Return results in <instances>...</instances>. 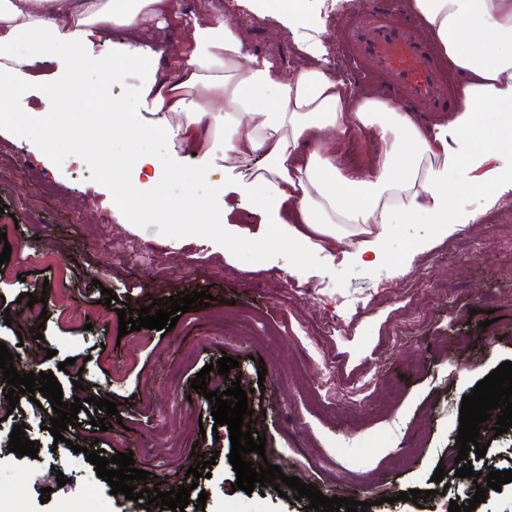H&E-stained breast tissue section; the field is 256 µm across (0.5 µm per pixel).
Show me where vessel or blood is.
<instances>
[{
	"instance_id": "obj_1",
	"label": "vessel or blood",
	"mask_w": 512,
	"mask_h": 512,
	"mask_svg": "<svg viewBox=\"0 0 512 512\" xmlns=\"http://www.w3.org/2000/svg\"><path fill=\"white\" fill-rule=\"evenodd\" d=\"M340 36L346 64L381 83L408 111L431 115L447 110L453 97L423 27L397 16L391 0H374Z\"/></svg>"
}]
</instances>
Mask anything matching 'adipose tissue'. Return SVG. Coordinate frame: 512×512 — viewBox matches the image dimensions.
<instances>
[{"label":"adipose tissue","instance_id":"1","mask_svg":"<svg viewBox=\"0 0 512 512\" xmlns=\"http://www.w3.org/2000/svg\"><path fill=\"white\" fill-rule=\"evenodd\" d=\"M243 2L288 31L305 66L288 80L270 58L246 54L222 0H208L203 19L185 21L187 50L162 69L141 60L138 95L145 109L125 113L112 129L132 148L101 159L113 190L138 194L135 177L149 171L158 198L179 175L175 165L158 170L155 156L136 147L159 133L193 154L189 184H212L209 201L187 193L170 210L172 223L214 222L224 204L222 185L211 181L220 168L233 174L250 214L266 217L255 232L239 224L218 231L225 261L234 259L232 243L273 234L302 254L347 239L348 259L371 266L383 262L388 226L396 220L424 216L442 235L474 222L475 213L457 200L472 172L484 170L489 191L512 190V0H409L460 76L448 123L429 131L399 103L360 97L329 70L317 37L323 0ZM178 8L179 0H0V82L20 92L34 82L58 91L60 107L82 108L86 125H96L76 88L97 42L107 33L142 39L148 23ZM44 49L53 50L55 68L37 75L33 55ZM486 112L496 113L493 126L483 123ZM363 128L372 129L378 146L368 161L348 162L342 146Z\"/></svg>","mask_w":512,"mask_h":512}]
</instances>
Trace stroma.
<instances>
[{
	"label": "stroma",
	"instance_id": "1",
	"mask_svg": "<svg viewBox=\"0 0 512 512\" xmlns=\"http://www.w3.org/2000/svg\"><path fill=\"white\" fill-rule=\"evenodd\" d=\"M227 14L242 21L248 52L269 56L286 75L298 71L293 44L274 26L247 21L236 5ZM184 38L180 20L171 18L163 28L147 27L145 43L110 39L97 55L105 62L137 59L146 47L183 48ZM82 79L102 126L117 125L138 105L134 72L111 84L96 70ZM21 104L48 112L73 135L53 144L47 164L29 151L24 125L13 137L0 136V206L7 208L0 231L11 246L9 262L0 265V342L53 372L65 402L108 399L121 422L100 430L94 421L106 412L92 404L58 443L47 429L49 400L37 405L23 394L12 406L0 387V512H161L112 495L94 465L78 461L73 440L101 448L107 458L132 453L151 488L160 480L186 484L195 454L217 453L185 512H196L193 502L203 493L205 512H305L303 502L269 485L235 489L229 430L215 426L209 401L190 387L224 355L238 361L230 375L248 392L267 460L286 476L300 478L317 466L315 484L324 496L367 502L366 512H448L451 502L472 498V479L456 475V437L463 397L512 362V335L499 333L512 319V193L490 205L483 192L462 187L458 200L477 218L446 236L422 218L391 225L383 266L329 263L320 252L300 257L272 236L264 241L267 268L256 267L246 245L230 267L206 226L169 222V208L190 189L181 178L169 179L166 206L153 223L135 222L150 191L118 201L95 159L100 146L118 153L124 142L102 143L98 130L82 128L80 113L49 112L38 89ZM165 256L176 257V265H161ZM396 265L402 271L395 276ZM300 266L309 275L297 276ZM191 286L209 291L213 302L181 314L170 331L119 335L118 309L179 298ZM105 288L115 295L107 306L100 302ZM28 292L47 298L39 341L18 300ZM330 311L338 326L325 333L320 324ZM69 358L82 362L83 372L59 370ZM76 378L82 390H75ZM17 424L38 442L37 457L8 451ZM494 425L487 420L479 436L488 449L474 471L512 470V430L498 436ZM440 466L447 485L441 495L432 479ZM412 489L428 492L423 506L399 500V492Z\"/></svg>",
	"mask_w": 512,
	"mask_h": 512
}]
</instances>
